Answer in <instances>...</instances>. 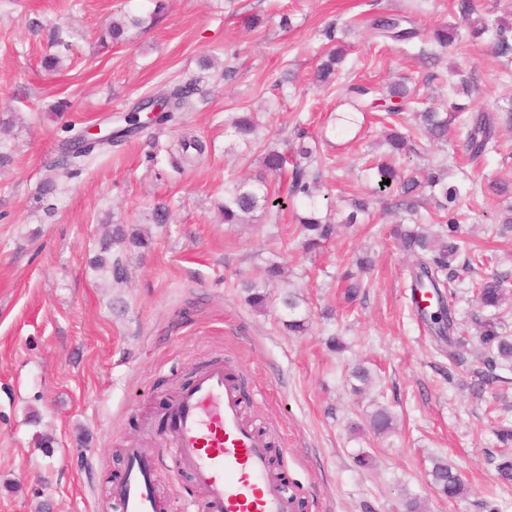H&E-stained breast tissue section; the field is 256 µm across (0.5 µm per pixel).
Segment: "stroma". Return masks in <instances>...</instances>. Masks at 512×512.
<instances>
[{
  "label": "stroma",
  "instance_id": "1",
  "mask_svg": "<svg viewBox=\"0 0 512 512\" xmlns=\"http://www.w3.org/2000/svg\"><path fill=\"white\" fill-rule=\"evenodd\" d=\"M125 41L101 46L112 18L149 17ZM410 0H0V512H117L112 490L137 446L152 463L153 489L167 512H209L207 499L168 444L148 426L209 365L224 364L242 383L245 417L270 444L273 471L295 512H403L407 497L423 512H482L483 500L512 512V479L498 466L502 450L489 406L512 404V368L502 382L476 389L482 369L472 316L478 307L466 284L512 273V232L492 234L494 216L512 207V129L500 127L498 147L478 163L456 141L426 145L413 165L452 158L451 184L473 188L459 205L460 232L485 261L457 269L463 286L454 302L463 361L451 365L440 342L410 302L415 259L390 233L389 196L375 194L362 172L379 155L381 128L366 120L332 134L334 116L350 111L342 83L324 90L316 67L330 48L328 24L404 11ZM422 27L454 24L459 37L442 51L440 70L472 77L474 109L512 99V59L492 53L488 38L472 37L453 0H421ZM37 19L43 33L28 22ZM62 27L70 44L57 70H44L46 32ZM347 81L380 88L406 82L420 106L454 102L447 85L429 81L416 47L382 42L369 29L341 32ZM214 60L202 69V59ZM233 67L224 80V67ZM282 88H274L275 79ZM346 81V82H347ZM193 88V106L172 121L96 150L78 172L54 167L61 147L90 127H120L142 98L175 86ZM256 112L265 142L284 147L304 129L328 157L323 192L329 200L364 195L371 220L338 228L319 248H303L290 172L270 179L282 201L281 223L257 217L224 223V185L254 177L256 154L241 155L225 122ZM202 140L201 160L174 169L168 150L182 136ZM56 191L41 197L45 181ZM168 224L153 223L157 204ZM121 224L148 233L145 248L116 245L127 278L115 283L95 270L107 228ZM370 253L365 296L343 308L339 274ZM284 264L301 287L310 329L289 335L271 286L267 308L245 303L239 283H263L269 260ZM344 343L328 349L330 337ZM371 369L374 383L353 392V366ZM387 407L393 429H365L367 414ZM364 427L352 432L353 424ZM371 457L357 467L358 453ZM461 472L469 493L440 497L430 485L433 459Z\"/></svg>",
  "mask_w": 512,
  "mask_h": 512
}]
</instances>
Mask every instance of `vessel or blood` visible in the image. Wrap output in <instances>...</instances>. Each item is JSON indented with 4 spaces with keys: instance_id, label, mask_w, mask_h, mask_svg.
<instances>
[{
    "instance_id": "obj_1",
    "label": "vessel or blood",
    "mask_w": 512,
    "mask_h": 512,
    "mask_svg": "<svg viewBox=\"0 0 512 512\" xmlns=\"http://www.w3.org/2000/svg\"><path fill=\"white\" fill-rule=\"evenodd\" d=\"M162 423L180 465L204 491L210 512H292L293 501L272 472L264 439L243 417L238 388L213 365L181 390ZM113 488L119 512H164L151 491V466L140 449Z\"/></svg>"
}]
</instances>
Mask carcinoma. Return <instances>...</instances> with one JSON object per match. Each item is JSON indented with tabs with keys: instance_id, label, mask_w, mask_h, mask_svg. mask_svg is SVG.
Returning a JSON list of instances; mask_svg holds the SVG:
<instances>
[{
	"instance_id": "carcinoma-1",
	"label": "carcinoma",
	"mask_w": 512,
	"mask_h": 512,
	"mask_svg": "<svg viewBox=\"0 0 512 512\" xmlns=\"http://www.w3.org/2000/svg\"><path fill=\"white\" fill-rule=\"evenodd\" d=\"M457 12L462 21L471 28L473 37L485 34L492 36V51L499 57H512V27L502 24H488L472 19L475 13L473 0H457ZM145 20L136 16H126L109 22L101 34L100 43H119L125 39L126 30L140 27ZM370 31L379 39L398 44H414L423 41L421 29L411 14L393 15L381 13L368 20ZM346 57L344 45L338 44L329 51L317 71V81L324 88L344 75L341 64ZM344 91L349 96L353 108L351 112L336 115V125L346 132L358 125L359 117L368 112L380 113L382 144L387 146L378 158L367 166V176L375 181L376 192L385 193L397 189L398 195L391 208L396 215V239L403 250L416 258L411 276V300H416L419 290L431 294L430 306L417 311L419 317L428 324L432 333L442 343L448 345V358L461 362L459 349L465 341L454 335L456 318L451 284L454 282V264L463 261V268L473 270L484 262V256L477 249L463 243L459 234V216L454 203L462 196V187L448 185V158L431 166L427 171L411 170L401 164V159L420 154L417 136L436 145L448 144V134L453 128L464 131L463 150L468 159L476 162L496 147L495 132L497 116L495 112L512 115V102L506 106H495L491 111H470L467 104L452 103L450 107L438 110L425 109L415 113L416 126L408 127L402 121V111L410 108L412 98L407 87L397 83L384 93L376 88L358 83L347 84ZM167 103L164 121L174 119V111L191 106L190 91L185 87H175L163 95ZM230 135L239 146L250 152L260 144V124L252 113H234L227 122ZM307 134H297V141L289 150L276 146L263 145V172L252 179H240L224 187V203L221 211L226 224H247L261 212L271 224L278 223L282 204L271 194L266 176L279 174L292 166L290 195L298 198L303 213L296 216L297 229L304 237V246L313 249L330 240L336 232V225L360 224L369 215V203L363 198H352L349 211L343 212L340 206L323 203L320 199L321 173L318 165L322 162L321 152L306 142ZM89 149L79 153L61 154L54 160L57 167L78 171L91 154ZM390 183H384V180ZM128 243L134 247L146 248L148 240L137 235H129L123 226L112 229V244ZM98 268L112 276L116 283L125 280L121 258H96ZM347 286L345 302L352 304L361 293V278L349 273L344 277ZM245 300L256 309L268 305L270 293L265 287L251 281L242 283ZM478 311L473 321L478 328V339L482 349L486 371L479 374L480 384H490L500 380L495 373L498 367H512V336L506 334L505 324L500 317L503 305L512 302V277L496 274L486 277L475 286ZM303 297L300 291L290 289L280 296V303L288 312V333L301 335L309 330V319L301 311ZM393 418L385 407L374 411L369 418V426L376 434L392 430ZM494 433L504 448L512 446V424L506 417L497 419ZM432 484L437 491L450 500L462 499L468 489L461 475L444 460H436L431 469Z\"/></svg>"
}]
</instances>
